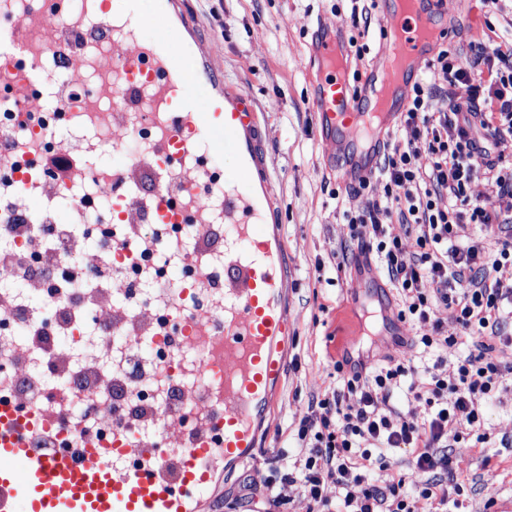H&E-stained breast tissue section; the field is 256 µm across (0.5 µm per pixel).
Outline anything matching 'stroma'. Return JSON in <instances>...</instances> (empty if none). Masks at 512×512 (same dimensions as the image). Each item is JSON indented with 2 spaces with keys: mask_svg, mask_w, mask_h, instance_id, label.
<instances>
[{
  "mask_svg": "<svg viewBox=\"0 0 512 512\" xmlns=\"http://www.w3.org/2000/svg\"><path fill=\"white\" fill-rule=\"evenodd\" d=\"M443 17L448 46L468 55L473 41H494L512 48V0H500L487 12L482 0H432ZM350 0H173L181 16L175 26L177 49H189L207 76L194 88L207 102L214 83L225 97L245 98L255 117L248 146L255 156L256 180L268 182L266 220L277 225L285 244L289 288L285 305L291 325L287 369L261 428V461L230 465L213 499L223 512H260L262 493L276 469L274 450L308 412L312 396L336 383L333 364L345 356L351 334H358L370 359L385 362L414 355L406 337L411 330L393 317L371 315L365 297L351 296L352 278L365 277L394 303L396 292L378 260L361 265L360 246L350 236L347 213L381 198V174L370 189L343 188L329 170L330 152L317 133L308 107L313 73L303 62L309 54L317 19L344 28ZM344 267H337V258ZM488 443L470 449L459 465V478L471 494L470 512H497L512 504V392L485 410ZM255 490L243 501L240 481Z\"/></svg>",
  "mask_w": 512,
  "mask_h": 512,
  "instance_id": "obj_1",
  "label": "stroma"
}]
</instances>
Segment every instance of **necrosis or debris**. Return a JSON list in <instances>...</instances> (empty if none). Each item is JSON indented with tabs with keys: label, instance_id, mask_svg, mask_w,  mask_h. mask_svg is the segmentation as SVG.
I'll return each instance as SVG.
<instances>
[{
	"label": "necrosis or debris",
	"instance_id": "4bbe7bcc",
	"mask_svg": "<svg viewBox=\"0 0 512 512\" xmlns=\"http://www.w3.org/2000/svg\"><path fill=\"white\" fill-rule=\"evenodd\" d=\"M85 0H71V14L83 23L73 33L87 62L77 80L56 54L41 61V97L71 82L65 99L40 112L23 111L19 102L0 97V239L11 243L0 255V275L33 283L42 298L34 305L0 291V402L22 413L46 419L48 428L32 445L50 453L66 448L99 449L112 464H129L126 445L152 447L138 417L174 420L177 427L196 425L195 399L202 382L194 329L224 333V264L217 248L218 227L196 224L191 212L180 222L158 223L145 217L161 238H180L193 230L194 249L170 275L159 252L142 254L130 245V225L121 221L126 186L113 183L105 154L135 160V148L154 140L150 98L142 96L141 120L123 136L112 125V99L98 111L83 109L93 89L99 57L110 54L124 30L103 28L86 14ZM48 151L86 159L74 180L53 179L39 158ZM35 197L46 205L36 218L17 222V203ZM69 210V221L57 223L54 207ZM93 252H85L83 243ZM94 320L97 335L85 333ZM81 346L87 361L70 363L72 346ZM121 354V372L104 379L96 360L101 351ZM166 376V402L156 400L152 375Z\"/></svg>",
	"mask_w": 512,
	"mask_h": 512
}]
</instances>
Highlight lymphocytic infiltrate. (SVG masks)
<instances>
[{"label":"lymphocytic infiltrate","mask_w":512,"mask_h":512,"mask_svg":"<svg viewBox=\"0 0 512 512\" xmlns=\"http://www.w3.org/2000/svg\"><path fill=\"white\" fill-rule=\"evenodd\" d=\"M429 67L447 85L412 86L403 115L411 137L386 142L384 194L349 214L348 223L396 288L397 318L415 329L413 345L428 355L465 335L471 346L451 382L412 357L362 371L334 362V387L309 402L294 435L305 455L280 476L299 485L309 512H413L417 497L464 512L456 469L469 448L488 440L485 405L512 389V367L492 357L493 341L512 338V234H499L512 223V207L502 206L512 200V164L490 152L512 135V53L478 41L464 58L444 46ZM419 140L425 151L416 149ZM478 180L490 188L482 199L471 195ZM468 225L479 234L465 242ZM441 307L458 335L447 334L436 315ZM404 387L425 402V421H407L390 407ZM395 448L412 449L418 481L400 476L376 485L369 470L388 468Z\"/></svg>","instance_id":"f902f5d3"}]
</instances>
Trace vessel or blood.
I'll return each instance as SVG.
<instances>
[{"instance_id": "vessel-or-blood-1", "label": "vessel or blood", "mask_w": 512, "mask_h": 512, "mask_svg": "<svg viewBox=\"0 0 512 512\" xmlns=\"http://www.w3.org/2000/svg\"><path fill=\"white\" fill-rule=\"evenodd\" d=\"M57 2L43 0L42 8L13 15L9 40L0 43V60H7L16 73L6 90L34 111L39 108L34 94L40 81L37 63L45 52L61 55L70 75H79L82 69L81 52L68 48L64 34L49 23ZM415 2L414 12L403 15L398 0H377L385 36L398 40L406 60L402 79L382 112L376 106L391 79L390 56L376 58L359 90H352L346 65L349 49L341 28L316 25L312 58L318 70L310 109L317 115L322 140L340 158L345 186L374 173L423 64L439 49V40L421 35L422 28L437 27L438 18L425 0ZM121 24L134 36L117 44L101 69L108 73L120 66L142 65L149 70L154 116L165 132L162 152L180 159L181 187L189 202L205 211L209 199L195 191L206 178L198 161L200 144L217 135L225 147L242 148L252 130V117L242 103L225 107L220 94L210 111H200L192 95L200 67L174 53L162 33L149 41L136 38L143 19L131 14ZM38 27L45 31L41 45L30 38ZM106 96L116 102L112 115L116 124L139 106L126 89L106 84L86 99V109L95 111L99 98ZM173 194L168 180L158 177L149 200L126 198L125 222L135 223L146 209L160 221H172ZM265 197L248 170L239 186L224 192V333L207 339L201 360L203 374L219 376L221 382L198 399L199 409L209 415V428L178 432L164 448L140 450L139 465L117 470L94 452L45 455L31 448L29 435L37 429V421L1 404L0 512H201L222 467L251 458L258 422L285 372L283 350L290 331L284 306L288 281L283 241L277 226L265 221ZM214 429L223 434L217 445L210 438Z\"/></svg>"}]
</instances>
